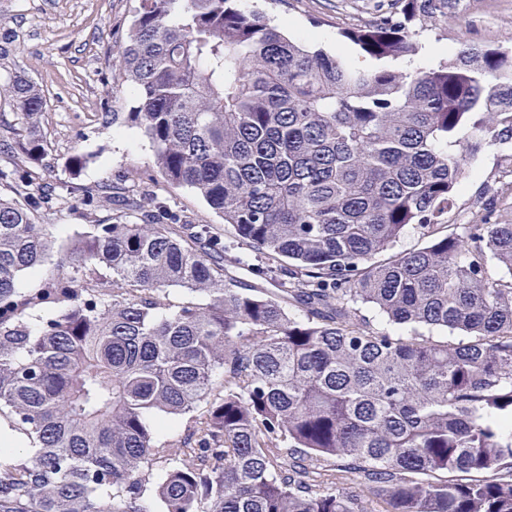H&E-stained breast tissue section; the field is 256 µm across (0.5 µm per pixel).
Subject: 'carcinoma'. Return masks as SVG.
<instances>
[{"label":"carcinoma","mask_w":512,"mask_h":512,"mask_svg":"<svg viewBox=\"0 0 512 512\" xmlns=\"http://www.w3.org/2000/svg\"><path fill=\"white\" fill-rule=\"evenodd\" d=\"M437 11L408 0L347 31L363 68L238 0H139L112 62L127 122L168 185L262 251L253 282L213 225L132 198L71 241L73 272L18 287L52 251L32 208L54 199L26 193L43 94L0 83L20 120L0 170L18 192L0 196V422L25 445L0 450V512H156L149 486L161 512H366L314 483L330 460L384 512H512V222H489L512 187L448 224L471 161L512 143V49L395 66ZM409 225L425 244L394 251Z\"/></svg>","instance_id":"1"}]
</instances>
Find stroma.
Here are the masks:
<instances>
[{
    "instance_id": "stroma-1",
    "label": "stroma",
    "mask_w": 512,
    "mask_h": 512,
    "mask_svg": "<svg viewBox=\"0 0 512 512\" xmlns=\"http://www.w3.org/2000/svg\"><path fill=\"white\" fill-rule=\"evenodd\" d=\"M137 5L138 0H0V79L24 72L46 100L39 132L54 166L36 171L28 193L37 197L49 188L68 200L88 194L99 198L93 217L72 207L36 211L37 223L49 225L55 241L48 266H55L63 246L82 235L92 218L112 215L115 206L101 190L132 169L146 175L134 190L166 200L189 223L223 228L222 218L191 190L151 177L154 151L138 129L121 119L113 124L103 119L113 98H120L125 112L135 104L127 90L114 88L112 61ZM242 5L266 13L276 25L291 20V37L317 33L316 47L342 53L361 66L370 60L345 38V31L377 12L403 7L401 0H242ZM415 40L420 51L412 61L419 65L426 63L425 47L431 43L455 50L470 44L512 48V0H448L441 13L423 20ZM77 152L88 154L90 162L74 178L65 161ZM509 153L512 145L491 143L477 155L456 193L451 223H475L481 216L478 199L512 183V163L505 159Z\"/></svg>"
}]
</instances>
